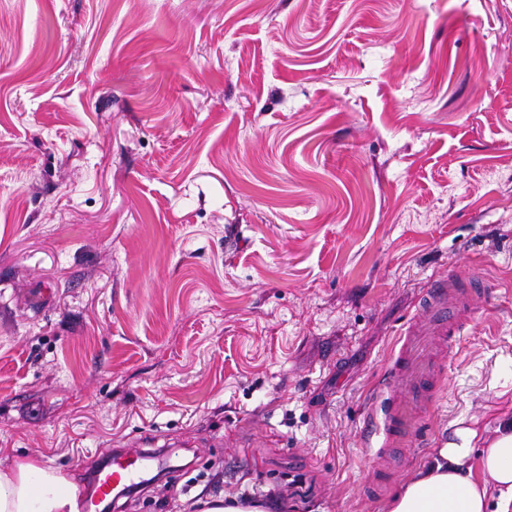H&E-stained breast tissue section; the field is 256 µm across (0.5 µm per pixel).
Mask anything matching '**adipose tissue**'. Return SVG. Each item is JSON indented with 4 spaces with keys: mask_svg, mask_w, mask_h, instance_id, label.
<instances>
[{
    "mask_svg": "<svg viewBox=\"0 0 512 512\" xmlns=\"http://www.w3.org/2000/svg\"><path fill=\"white\" fill-rule=\"evenodd\" d=\"M497 433L481 458L484 474L499 490L496 504H489L485 486L466 468L476 432L459 428L393 493L389 512H512V418ZM0 512H80L78 489L39 459H21L0 470Z\"/></svg>",
    "mask_w": 512,
    "mask_h": 512,
    "instance_id": "1",
    "label": "adipose tissue"
}]
</instances>
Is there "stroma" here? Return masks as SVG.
<instances>
[{
  "instance_id": "obj_1",
  "label": "stroma",
  "mask_w": 512,
  "mask_h": 512,
  "mask_svg": "<svg viewBox=\"0 0 512 512\" xmlns=\"http://www.w3.org/2000/svg\"><path fill=\"white\" fill-rule=\"evenodd\" d=\"M492 284L419 434L366 407L429 279ZM512 417V0H0V468L112 512H387ZM107 456L108 462L106 466L95 477L97 491L100 495L99 499L110 495L115 485L130 488L146 481L140 477L143 463L136 465L137 459L141 456L130 457L123 454H114L112 456V453H109ZM198 512H266L262 501L237 496L209 498L197 501L195 504Z\"/></svg>"
}]
</instances>
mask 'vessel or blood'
Listing matches in <instances>:
<instances>
[{
    "mask_svg": "<svg viewBox=\"0 0 512 512\" xmlns=\"http://www.w3.org/2000/svg\"><path fill=\"white\" fill-rule=\"evenodd\" d=\"M470 320V293L464 278L452 274L431 280L400 333L399 348L380 393L385 406L371 408L365 418L366 435L374 439L376 448H396L416 435L415 417L430 406L439 378L435 348L464 336ZM141 471L133 457L110 456L95 477L99 495H110L116 485L135 486Z\"/></svg>",
    "mask_w": 512,
    "mask_h": 512,
    "instance_id": "1",
    "label": "vessel or blood"
}]
</instances>
